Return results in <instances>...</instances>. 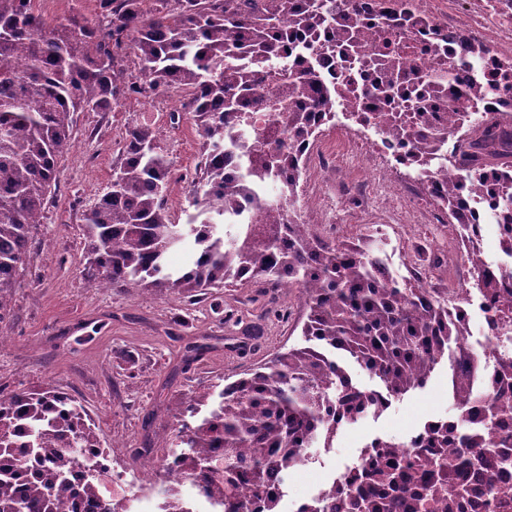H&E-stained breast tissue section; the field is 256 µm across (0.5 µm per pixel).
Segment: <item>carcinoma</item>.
Instances as JSON below:
<instances>
[{
    "mask_svg": "<svg viewBox=\"0 0 512 512\" xmlns=\"http://www.w3.org/2000/svg\"><path fill=\"white\" fill-rule=\"evenodd\" d=\"M41 0H0V322L10 315L20 268L30 263L31 231L43 223L59 181L58 157L70 146L80 112H111L148 90L184 93L200 137V160L190 182L195 223L168 218L174 171L158 130L126 131L123 160L113 184L82 214L87 261L84 278L96 287L135 286L150 294L179 293L187 304L209 300L207 290L242 279L257 288H301L305 341L224 385L207 387L167 404L188 417L171 444L144 435L128 450L163 448L176 486L163 512H187L181 480L198 481L217 512H279L270 487L318 434L331 435L330 413L355 423L377 415L376 393L390 401L424 388L435 371L480 360L458 337L467 328L438 305L414 309L413 294L387 282L369 251L320 236L301 217L298 187L304 154L340 105L363 127L400 143V161L416 169L450 223L464 234L474 218L464 185L429 171L448 143L449 126L477 133L459 140L450 168L487 194L502 252L512 259V104L471 118L467 101L496 91L474 80L479 62L467 46L435 47L434 71L414 63L394 32L402 11L374 15L380 54L365 69L336 75L315 43L343 57L367 45L357 0H97L87 15H48ZM138 65L139 75L129 72ZM477 288L491 298L512 285V268L489 267L468 240ZM377 378L361 385L354 370ZM512 361L499 365L492 391L478 400L464 388L452 396L457 447L483 448L469 424L497 426L512 416ZM394 442L379 453L368 476L381 500L370 512L402 498ZM462 477L441 472L418 494ZM112 482L109 451L87 410L68 394L0 390V512H118L120 501L103 493ZM346 494L367 500L362 476Z\"/></svg>",
    "mask_w": 512,
    "mask_h": 512,
    "instance_id": "carcinoma-1",
    "label": "carcinoma"
}]
</instances>
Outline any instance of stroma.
<instances>
[{"mask_svg": "<svg viewBox=\"0 0 512 512\" xmlns=\"http://www.w3.org/2000/svg\"><path fill=\"white\" fill-rule=\"evenodd\" d=\"M181 96L150 92L124 100L112 112H83L70 148L60 163V181L46 209V219L33 234V260L14 293V312L0 323V387L37 392L56 386L82 402L101 438L111 445L112 467L124 481H135L124 451L115 439L141 443L144 424L167 397L185 398L202 386L224 385L255 364L267 361L280 346L302 343L300 329L268 322L263 348L227 350L226 329L209 313L194 311L190 329L175 328L171 319L183 313L180 295H153L137 288L116 290L87 283L81 215L111 182L122 160L128 127L143 124L161 129L162 147L175 173L193 171L201 145L191 121L171 124ZM358 183L337 182L326 204L336 224L352 223L368 199L361 186L370 173L359 169ZM225 310L239 318L238 330L255 333L263 315L256 291L239 285L219 292ZM208 344L202 361L183 365L189 346ZM445 380L394 402L381 417L367 418L344 429L336 441L337 459L375 436L402 438L410 426L446 413Z\"/></svg>", "mask_w": 512, "mask_h": 512, "instance_id": "stroma-1", "label": "stroma"}]
</instances>
